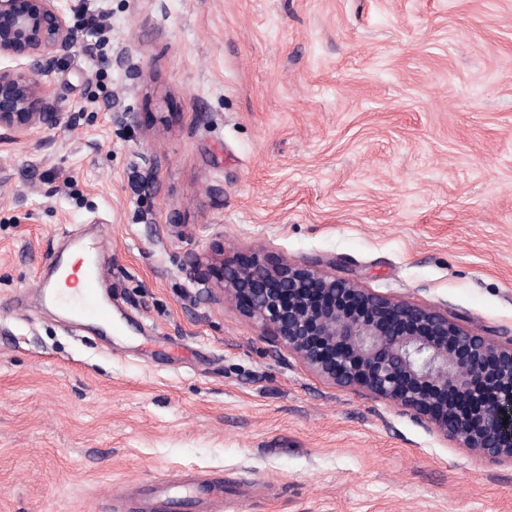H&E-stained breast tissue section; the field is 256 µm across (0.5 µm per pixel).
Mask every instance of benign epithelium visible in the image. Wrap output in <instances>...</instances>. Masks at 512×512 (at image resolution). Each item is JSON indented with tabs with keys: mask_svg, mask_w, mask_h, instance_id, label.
I'll list each match as a JSON object with an SVG mask.
<instances>
[{
	"mask_svg": "<svg viewBox=\"0 0 512 512\" xmlns=\"http://www.w3.org/2000/svg\"><path fill=\"white\" fill-rule=\"evenodd\" d=\"M82 40L57 0H0V128L24 134L49 121L42 69ZM224 247L189 258L186 272L215 303L245 301L272 342L329 384L410 410L443 441L512 463V339L498 343L419 303L376 295L309 263L205 267Z\"/></svg>",
	"mask_w": 512,
	"mask_h": 512,
	"instance_id": "1",
	"label": "benign epithelium"
}]
</instances>
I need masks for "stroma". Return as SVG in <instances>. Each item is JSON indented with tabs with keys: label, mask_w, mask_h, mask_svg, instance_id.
<instances>
[{
	"label": "stroma",
	"mask_w": 512,
	"mask_h": 512,
	"mask_svg": "<svg viewBox=\"0 0 512 512\" xmlns=\"http://www.w3.org/2000/svg\"><path fill=\"white\" fill-rule=\"evenodd\" d=\"M55 117L0 128V512L156 478L224 512H512L473 455L273 349L184 270L317 263L512 338V0H59ZM99 225L115 330L38 298Z\"/></svg>",
	"instance_id": "stroma-1"
}]
</instances>
